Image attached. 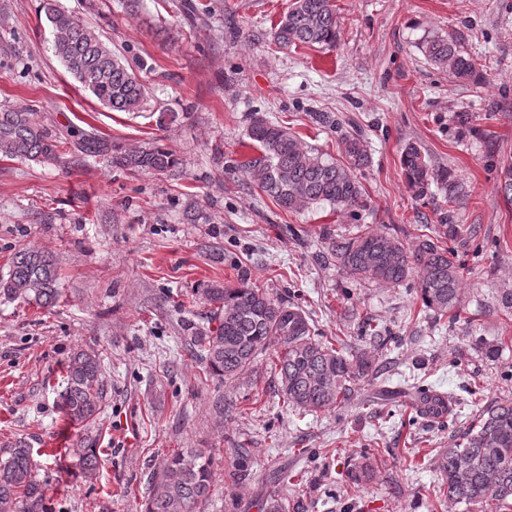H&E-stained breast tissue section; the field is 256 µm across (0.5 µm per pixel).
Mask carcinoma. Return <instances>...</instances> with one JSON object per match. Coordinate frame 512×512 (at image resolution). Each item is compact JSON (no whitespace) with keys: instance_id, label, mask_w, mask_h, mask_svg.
I'll return each mask as SVG.
<instances>
[{"instance_id":"cac0c4a2","label":"carcinoma","mask_w":512,"mask_h":512,"mask_svg":"<svg viewBox=\"0 0 512 512\" xmlns=\"http://www.w3.org/2000/svg\"><path fill=\"white\" fill-rule=\"evenodd\" d=\"M50 23L55 56L79 84L104 107L115 112H138L147 101V88L134 68L117 55L102 35L78 14L62 8L58 0H41ZM338 17L334 0H293L274 27L273 39L282 48L336 46ZM433 65L458 82L476 83V63L450 37L435 36L420 44ZM245 135L258 143L260 156L245 166L252 182L278 207L294 212L320 204L341 209L361 205V188L353 171L367 165L368 154L360 138L342 139L346 161L339 162L306 147L288 128L263 118L253 120ZM60 140L34 120L33 108L0 110V156L8 159L52 163L59 159ZM93 154L112 167L154 175L178 171L179 158L169 148L153 144L135 150L91 140ZM401 166L409 188L426 194L440 185L448 208L455 210L467 197L459 178L436 169L415 144L401 154ZM463 232L448 222L432 239L413 246L384 233L359 232L352 237H327L326 259L354 277L382 284L400 285L417 274L418 298L434 318L461 320L460 265L448 243ZM213 306L209 327L189 337L188 351L215 376L233 377L247 370L269 345H275L273 361L278 392L294 412L338 408L354 396L355 386L381 372L375 359L361 347L349 348L340 337L318 336L305 311L289 301L274 300L263 289L242 278L234 285H208L201 289ZM61 295L57 260L38 250L21 248L10 262L7 277H0V297L20 299L39 308L54 307ZM64 387L59 394L64 414L74 423L96 421L106 392L102 367L94 351L77 349L66 363ZM440 408L421 409L434 419L455 423L456 412L437 395ZM81 472L93 478L99 470L94 441L82 437L76 443ZM0 460V512H16L18 503L33 510L44 497L35 474L33 448L18 441ZM441 482L433 486L435 498L472 505L479 512H500L512 501V398L486 403L457 441L436 454ZM374 457L359 454L348 472L358 488L373 480ZM211 490L209 459L192 448H182L165 460L150 486L144 512H200Z\"/></svg>"}]
</instances>
